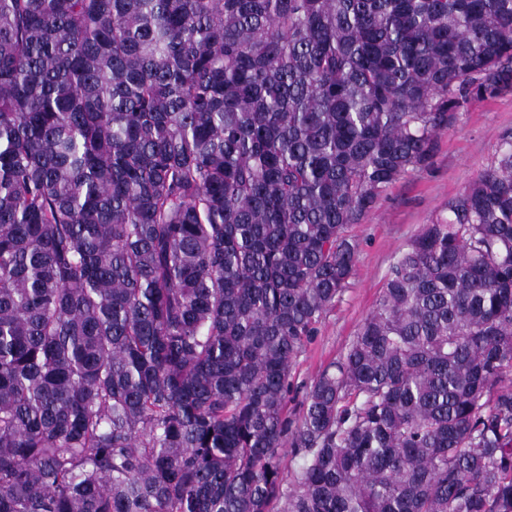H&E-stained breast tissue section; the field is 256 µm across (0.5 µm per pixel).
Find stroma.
<instances>
[{"label": "stroma", "mask_w": 512, "mask_h": 512, "mask_svg": "<svg viewBox=\"0 0 512 512\" xmlns=\"http://www.w3.org/2000/svg\"><path fill=\"white\" fill-rule=\"evenodd\" d=\"M512 136V90L477 98L456 123L441 132L431 164L387 188L376 206L347 235L357 245L348 288L323 316L315 336L290 366L288 417L297 420L305 392L318 373L337 361L354 340L381 293L391 264L422 225L445 212L450 198L494 161L499 144Z\"/></svg>", "instance_id": "35a3bbf8"}]
</instances>
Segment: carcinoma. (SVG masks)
<instances>
[{
	"label": "carcinoma",
	"instance_id": "cac0c4a2",
	"mask_svg": "<svg viewBox=\"0 0 512 512\" xmlns=\"http://www.w3.org/2000/svg\"><path fill=\"white\" fill-rule=\"evenodd\" d=\"M511 89L512 0H0V512H512V138L287 411L347 226Z\"/></svg>",
	"mask_w": 512,
	"mask_h": 512
}]
</instances>
